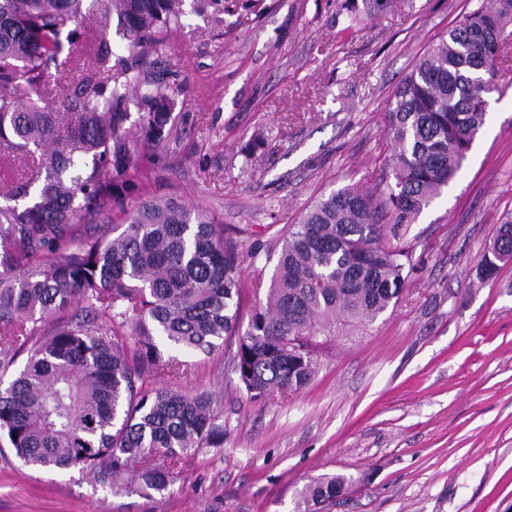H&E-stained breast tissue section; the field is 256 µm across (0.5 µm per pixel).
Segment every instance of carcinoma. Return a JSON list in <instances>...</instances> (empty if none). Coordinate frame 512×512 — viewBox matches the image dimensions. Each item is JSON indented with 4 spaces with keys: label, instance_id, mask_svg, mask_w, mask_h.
<instances>
[{
    "label": "carcinoma",
    "instance_id": "cac0c4a2",
    "mask_svg": "<svg viewBox=\"0 0 512 512\" xmlns=\"http://www.w3.org/2000/svg\"><path fill=\"white\" fill-rule=\"evenodd\" d=\"M84 2L0 0V160L24 162L0 188V374L26 355L0 388V440L28 466L77 467L103 486L162 497L188 453L224 447L210 395L155 385L185 370L173 352L209 354L237 337L232 372L263 400L307 386L322 348L397 303L409 258L386 244V224L411 223L461 169L498 90L512 0H482L418 60L384 113L393 176L384 202L355 185L309 206L283 234L266 305L243 331L241 256L224 225L146 196L141 182L140 148L163 141L178 88L149 58L181 27L184 0H112L127 44L98 40L60 93L63 124L37 99L50 65L72 58ZM394 2L345 0L347 28ZM210 7L233 16L266 5L198 0V12ZM134 191L112 236L80 232L77 220ZM510 261L512 212L481 277ZM346 484L314 479L302 492L305 512Z\"/></svg>",
    "mask_w": 512,
    "mask_h": 512
}]
</instances>
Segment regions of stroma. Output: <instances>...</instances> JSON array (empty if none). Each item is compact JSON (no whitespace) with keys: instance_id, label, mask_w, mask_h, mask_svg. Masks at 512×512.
Instances as JSON below:
<instances>
[{"instance_id":"obj_1","label":"stroma","mask_w":512,"mask_h":512,"mask_svg":"<svg viewBox=\"0 0 512 512\" xmlns=\"http://www.w3.org/2000/svg\"><path fill=\"white\" fill-rule=\"evenodd\" d=\"M481 0H407L346 29L341 0H266L259 15L187 10L163 53L179 85L151 191L199 207L243 257L244 313L265 298L284 226L323 195L383 186L384 113L397 84ZM70 67L115 24L87 15ZM512 211V50L457 177L388 235L407 251L399 301L322 350L310 383L255 401L227 348L189 354L177 385L211 393L224 445L184 458L168 492L112 491L75 468L44 470L0 451V512H297L298 495L341 474L323 512H512V262L477 265Z\"/></svg>"}]
</instances>
